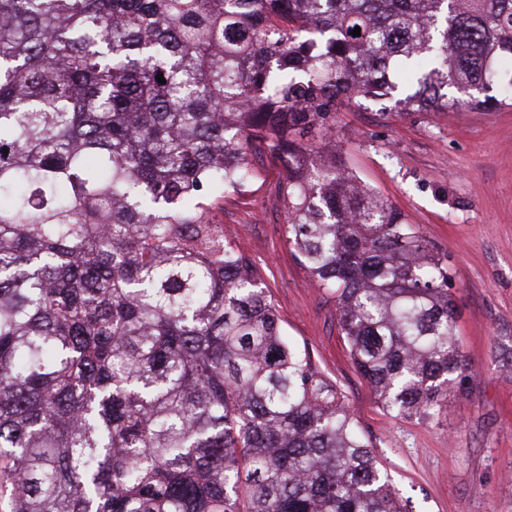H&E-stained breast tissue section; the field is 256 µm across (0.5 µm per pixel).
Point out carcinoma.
<instances>
[{
  "mask_svg": "<svg viewBox=\"0 0 512 512\" xmlns=\"http://www.w3.org/2000/svg\"><path fill=\"white\" fill-rule=\"evenodd\" d=\"M505 59L512 0H0V512H411L210 213L280 161L355 370L434 413L448 259L352 189L336 107H498Z\"/></svg>",
  "mask_w": 512,
  "mask_h": 512,
  "instance_id": "1",
  "label": "carcinoma"
}]
</instances>
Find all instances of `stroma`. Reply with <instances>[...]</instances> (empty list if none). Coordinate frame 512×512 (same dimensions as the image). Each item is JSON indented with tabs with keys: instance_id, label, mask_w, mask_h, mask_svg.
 <instances>
[{
	"instance_id": "stroma-1",
	"label": "stroma",
	"mask_w": 512,
	"mask_h": 512,
	"mask_svg": "<svg viewBox=\"0 0 512 512\" xmlns=\"http://www.w3.org/2000/svg\"><path fill=\"white\" fill-rule=\"evenodd\" d=\"M336 145L448 257L470 373L431 417L387 414L354 369L333 295L287 242L283 171L269 154L254 156L253 182L211 218L256 265L289 339L336 382L413 512H512V107L342 106Z\"/></svg>"
}]
</instances>
